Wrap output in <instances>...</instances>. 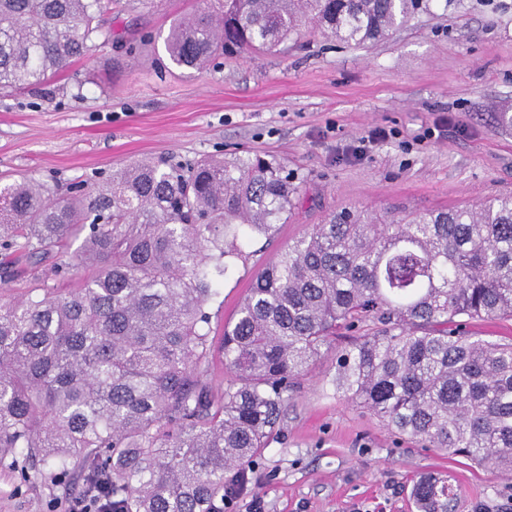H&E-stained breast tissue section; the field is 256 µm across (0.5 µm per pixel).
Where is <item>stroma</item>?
<instances>
[{
	"instance_id": "35a3bbf8",
	"label": "stroma",
	"mask_w": 512,
	"mask_h": 512,
	"mask_svg": "<svg viewBox=\"0 0 512 512\" xmlns=\"http://www.w3.org/2000/svg\"><path fill=\"white\" fill-rule=\"evenodd\" d=\"M200 6L112 0V38L97 42L91 61L40 88L0 93V186L32 177L62 200L75 182L103 181L142 158L186 165L240 149L286 162L300 202L269 238L245 244L248 262L221 280L207 306L213 339L234 320L254 272L331 212L411 215L512 193V128L498 122L512 113V0H434L431 14L362 49L308 27L281 53L201 71L168 64L170 24ZM377 128L392 138L351 155ZM10 261L2 301L78 285V273H54V262ZM335 375V351L310 363L246 494L226 512H249L256 495L265 512H415L409 491L423 473L447 477L458 512H512V478L391 431L340 398ZM58 494L19 487L0 466V512H47Z\"/></svg>"
}]
</instances>
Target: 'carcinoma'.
Wrapping results in <instances>:
<instances>
[{
  "label": "carcinoma",
  "instance_id": "cac0c4a2",
  "mask_svg": "<svg viewBox=\"0 0 512 512\" xmlns=\"http://www.w3.org/2000/svg\"><path fill=\"white\" fill-rule=\"evenodd\" d=\"M433 0H203L165 39L171 63L204 69L276 53L308 23L366 47ZM105 0H0V89L45 82L96 41ZM300 194L283 161L253 152L166 168L143 159L58 201L24 177L0 188V250L42 260L83 237L79 288L0 305V463L47 478L67 507L224 512L233 478L263 453L288 392L340 330L336 395L423 448L512 473V344L464 331L512 319V194L384 224L330 214L253 276L224 327L234 380L203 381L206 305L243 245L288 219ZM235 470L231 478L227 473ZM416 512H454L425 474Z\"/></svg>",
  "mask_w": 512,
  "mask_h": 512
}]
</instances>
